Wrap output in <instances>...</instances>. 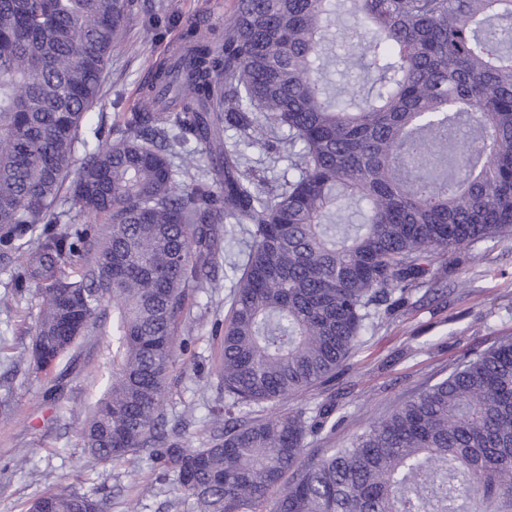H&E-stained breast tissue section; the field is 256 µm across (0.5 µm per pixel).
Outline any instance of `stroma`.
Wrapping results in <instances>:
<instances>
[{"mask_svg": "<svg viewBox=\"0 0 512 512\" xmlns=\"http://www.w3.org/2000/svg\"><path fill=\"white\" fill-rule=\"evenodd\" d=\"M235 0H135L120 42L112 51L100 102L83 129L109 131L122 113L143 107L142 86L185 45L192 22L216 29L215 40L234 14ZM356 37L346 13L329 33L326 78L336 88L358 87L362 74L352 51ZM247 172L273 184L288 172L280 145L245 148ZM476 258L454 255L447 263L446 295L424 309L387 316L363 336L358 353L303 401L334 403L333 430L308 437V451L345 443L371 421L444 378L464 357L512 336V237L478 244ZM14 264L0 262V393L12 394L9 413H0V512H25L38 494L62 486L101 489L109 512H178L173 487L154 465L131 459L104 465L81 449L80 428L105 389L112 348L103 330L84 337L61 359L54 376L35 377L22 354L39 312L36 290L16 293ZM233 282L217 275L190 304L193 327L187 351L176 354L167 380L169 424L182 425V443L197 447L211 429L212 413L224 396L213 375L221 340L212 331L223 318Z\"/></svg>", "mask_w": 512, "mask_h": 512, "instance_id": "35a3bbf8", "label": "stroma"}]
</instances>
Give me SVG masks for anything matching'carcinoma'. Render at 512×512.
Here are the masks:
<instances>
[{
    "label": "carcinoma",
    "instance_id": "1",
    "mask_svg": "<svg viewBox=\"0 0 512 512\" xmlns=\"http://www.w3.org/2000/svg\"><path fill=\"white\" fill-rule=\"evenodd\" d=\"M337 2L236 0L218 48L194 24L146 87L162 111L124 113L91 149L82 129L133 0H0V260L22 254L13 286L41 298L24 360L48 373L112 311L82 447L151 461L194 512H512V337L319 456L305 440L335 406L253 416L436 300L447 258L512 236V0H350L371 35L362 96L320 77ZM228 129L278 140L293 174L262 187ZM226 217L250 244L220 328L224 412L184 448L166 379ZM108 510L61 488L27 512Z\"/></svg>",
    "mask_w": 512,
    "mask_h": 512
}]
</instances>
